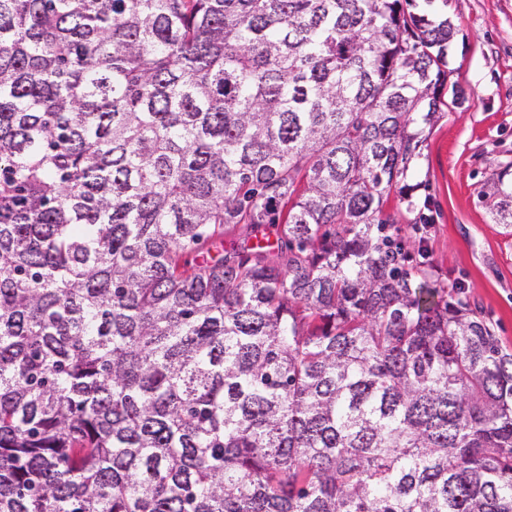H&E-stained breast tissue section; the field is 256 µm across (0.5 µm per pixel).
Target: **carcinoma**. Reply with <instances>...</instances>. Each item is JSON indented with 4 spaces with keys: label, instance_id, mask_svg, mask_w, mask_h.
Masks as SVG:
<instances>
[{
    "label": "carcinoma",
    "instance_id": "carcinoma-1",
    "mask_svg": "<svg viewBox=\"0 0 512 512\" xmlns=\"http://www.w3.org/2000/svg\"><path fill=\"white\" fill-rule=\"evenodd\" d=\"M435 2L0 0V512H512V353L383 217Z\"/></svg>",
    "mask_w": 512,
    "mask_h": 512
}]
</instances>
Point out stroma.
Segmentation results:
<instances>
[{"mask_svg":"<svg viewBox=\"0 0 512 512\" xmlns=\"http://www.w3.org/2000/svg\"><path fill=\"white\" fill-rule=\"evenodd\" d=\"M447 10L457 29L450 79L468 100L444 107L406 181L431 199L423 247L434 277L464 287L512 351V231L492 223L478 199L493 171L512 162V0H448Z\"/></svg>","mask_w":512,"mask_h":512,"instance_id":"stroma-1","label":"stroma"}]
</instances>
